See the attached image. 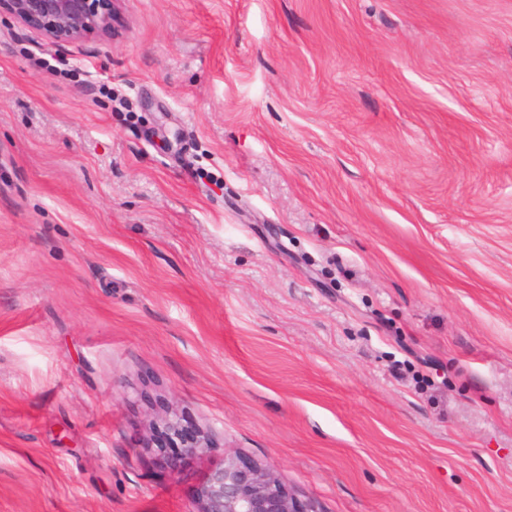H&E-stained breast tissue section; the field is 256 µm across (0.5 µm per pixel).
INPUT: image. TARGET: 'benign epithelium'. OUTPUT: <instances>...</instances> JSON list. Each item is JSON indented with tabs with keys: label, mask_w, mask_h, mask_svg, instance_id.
<instances>
[{
	"label": "benign epithelium",
	"mask_w": 512,
	"mask_h": 512,
	"mask_svg": "<svg viewBox=\"0 0 512 512\" xmlns=\"http://www.w3.org/2000/svg\"><path fill=\"white\" fill-rule=\"evenodd\" d=\"M119 0H0V12L40 31L50 42L75 40L89 35L111 36L117 23ZM180 453L163 457L172 474L184 460L208 448L205 437L183 438ZM196 512H320L312 501L289 492L274 473L235 452L224 454L198 492Z\"/></svg>",
	"instance_id": "obj_1"
}]
</instances>
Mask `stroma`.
Returning <instances> with one entry per match:
<instances>
[{"label":"stroma","mask_w":512,"mask_h":512,"mask_svg":"<svg viewBox=\"0 0 512 512\" xmlns=\"http://www.w3.org/2000/svg\"><path fill=\"white\" fill-rule=\"evenodd\" d=\"M118 8L0 16V512H512V0ZM119 0H1L2 11L40 31L50 42L112 36ZM183 442L184 447L181 448L179 454L165 455L163 457L165 467L172 474L179 473L187 457L201 455L208 448L207 440L201 435L184 437ZM196 512H320L289 492L274 473L236 452L224 454L198 492Z\"/></svg>","instance_id":"stroma-1"}]
</instances>
